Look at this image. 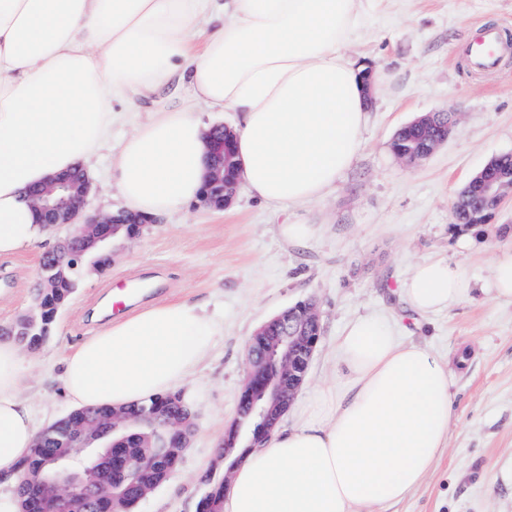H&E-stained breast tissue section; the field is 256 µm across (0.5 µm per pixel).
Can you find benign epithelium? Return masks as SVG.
<instances>
[{
    "label": "benign epithelium",
    "instance_id": "7a95c632",
    "mask_svg": "<svg viewBox=\"0 0 512 512\" xmlns=\"http://www.w3.org/2000/svg\"><path fill=\"white\" fill-rule=\"evenodd\" d=\"M233 144V134L222 126L211 129L207 135V172L199 200L208 208L222 209L233 198L239 178L230 177L226 167L228 158L234 156ZM88 191V180L78 171L56 176L29 192V199L47 228L61 224L72 228L69 237L41 259L39 280L46 288L54 286L58 274L95 247L103 238V230L116 221L113 215L85 214ZM478 192L479 205L495 211L505 199L512 198V178L486 177ZM320 335L319 313L311 304L304 307L302 317L290 311L282 313L251 336L236 418L218 449V457L224 460V484H229L241 462L237 454L241 428L249 429L251 449L260 447L271 435L304 382ZM182 414L183 410L178 409L159 418L132 422L125 413L109 409L76 426L71 433L66 432V419L56 420L42 433L66 434L70 449L48 456L46 465L52 467L53 473L40 478V489L25 495L23 512H29L31 506L35 512H47L56 503V498L48 493L53 484L80 492L90 505L106 493L108 512H123L124 499L131 493L146 498L151 489L144 485L143 474L154 469L168 452L188 447L192 430L183 426ZM142 426L158 434L163 447L129 455L122 443L129 431Z\"/></svg>",
    "mask_w": 512,
    "mask_h": 512
}]
</instances>
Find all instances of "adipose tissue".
I'll return each mask as SVG.
<instances>
[{
    "instance_id": "ef3b65f1",
    "label": "adipose tissue",
    "mask_w": 512,
    "mask_h": 512,
    "mask_svg": "<svg viewBox=\"0 0 512 512\" xmlns=\"http://www.w3.org/2000/svg\"><path fill=\"white\" fill-rule=\"evenodd\" d=\"M367 0H0V255L45 233L26 189L112 143V103L187 75L193 101L152 113L122 142L116 185L156 214L199 197L206 129L198 106L235 112L239 172L260 200L324 197L356 161L367 120L362 70L341 49ZM223 14L202 34L205 12ZM402 293L421 314L465 299L447 261L418 265ZM223 315L186 302L143 307L76 345L61 375L75 406L125 407L184 384L223 335ZM344 384L315 414L252 449L222 512H375L426 481L448 446L444 362L359 316L336 339ZM19 346L0 340V476L38 433Z\"/></svg>"
}]
</instances>
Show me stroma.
Returning <instances> with one entry per match:
<instances>
[{
	"mask_svg": "<svg viewBox=\"0 0 512 512\" xmlns=\"http://www.w3.org/2000/svg\"><path fill=\"white\" fill-rule=\"evenodd\" d=\"M481 25L499 27L512 43V0H370L362 27L343 48L376 75L364 146L352 167L322 199L301 207L266 204L242 183L224 210L194 201L155 216L135 238L109 241V263L86 265L50 340L23 352V394L38 426L72 410L60 379L64 359L109 321L113 288L145 285L142 307L174 300L222 310L223 335L182 388L197 417L179 470L137 509L195 512L202 477L224 470L217 448L236 416L250 337L310 298L321 336L289 420L336 385L334 347L346 322L379 315L403 340L429 347L447 363L454 415L448 449L426 483L378 512H512V301L489 290L497 256L512 252V200L484 225L457 226L451 214L468 178L491 158L512 153V50L493 70L475 73L465 64ZM191 98L188 86L174 80L114 103L113 146L162 104ZM430 112L453 113V130L426 160L405 164L393 155L391 139ZM86 174L89 212L125 209L110 149ZM283 224H310L314 233L289 243L279 234ZM70 232L60 225L22 251L0 255V326L35 312L40 260ZM435 259L458 265L472 291L446 310L420 315L401 289L416 264Z\"/></svg>",
	"mask_w": 512,
	"mask_h": 512,
	"instance_id": "stroma-1",
	"label": "stroma"
}]
</instances>
